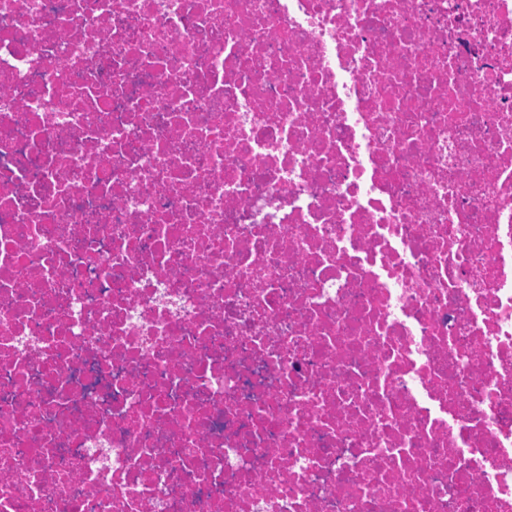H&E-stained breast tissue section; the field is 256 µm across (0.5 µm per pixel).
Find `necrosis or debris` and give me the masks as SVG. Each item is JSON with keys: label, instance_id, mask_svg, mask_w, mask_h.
I'll return each mask as SVG.
<instances>
[{"label": "necrosis or debris", "instance_id": "1", "mask_svg": "<svg viewBox=\"0 0 512 512\" xmlns=\"http://www.w3.org/2000/svg\"><path fill=\"white\" fill-rule=\"evenodd\" d=\"M0 512H512V0H0Z\"/></svg>", "mask_w": 512, "mask_h": 512}]
</instances>
